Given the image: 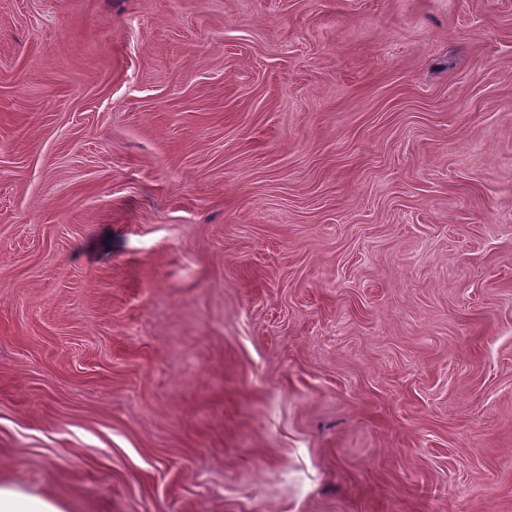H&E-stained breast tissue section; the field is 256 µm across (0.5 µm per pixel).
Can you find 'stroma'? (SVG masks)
<instances>
[{"label":"stroma","instance_id":"stroma-1","mask_svg":"<svg viewBox=\"0 0 512 512\" xmlns=\"http://www.w3.org/2000/svg\"><path fill=\"white\" fill-rule=\"evenodd\" d=\"M0 483L512 512V0H0Z\"/></svg>","mask_w":512,"mask_h":512}]
</instances>
